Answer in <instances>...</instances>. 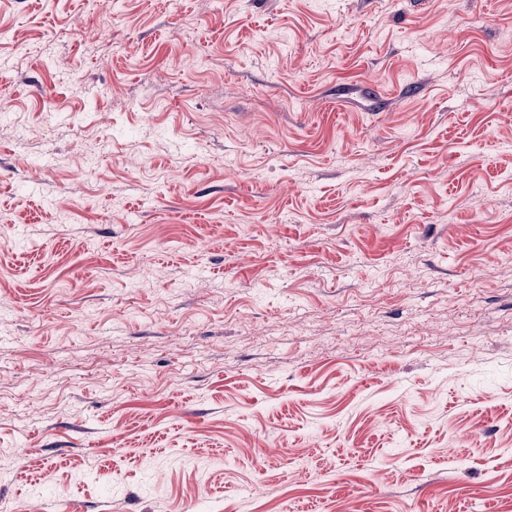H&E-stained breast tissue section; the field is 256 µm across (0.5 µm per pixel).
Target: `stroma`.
<instances>
[{
    "label": "stroma",
    "mask_w": 512,
    "mask_h": 512,
    "mask_svg": "<svg viewBox=\"0 0 512 512\" xmlns=\"http://www.w3.org/2000/svg\"><path fill=\"white\" fill-rule=\"evenodd\" d=\"M512 512V0H0V512Z\"/></svg>",
    "instance_id": "stroma-1"
}]
</instances>
